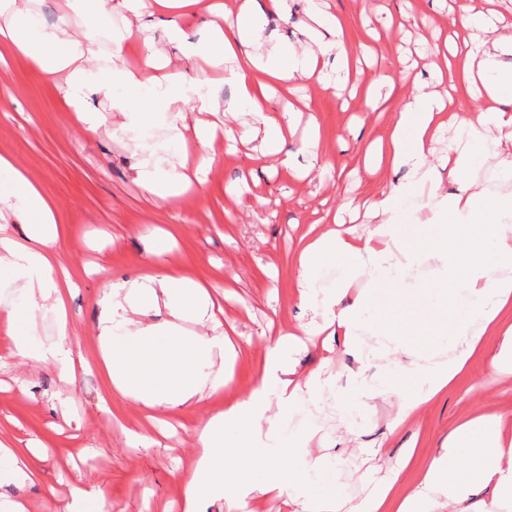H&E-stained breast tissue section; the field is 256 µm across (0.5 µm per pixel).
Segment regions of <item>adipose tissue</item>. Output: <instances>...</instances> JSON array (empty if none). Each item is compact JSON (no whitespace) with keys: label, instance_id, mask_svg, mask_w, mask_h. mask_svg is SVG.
Here are the masks:
<instances>
[{"label":"adipose tissue","instance_id":"ef3b65f1","mask_svg":"<svg viewBox=\"0 0 512 512\" xmlns=\"http://www.w3.org/2000/svg\"><path fill=\"white\" fill-rule=\"evenodd\" d=\"M199 0H121L128 14L124 29L113 32L116 51L137 43L136 68H113L96 77L93 44L76 49L63 32L44 27L24 0H0V48L21 54L28 62L57 78L76 120L96 131L98 114L90 109L92 88L124 90L114 107L126 118L129 130L141 132L154 116L152 96L177 102L183 90L180 74L158 75L155 49L140 34L145 18L162 26L182 61L202 83L217 74L237 85L234 99L213 94L198 96L199 113L251 112L252 126L239 130L241 141L261 138L263 153L291 166L288 124L268 110V88L296 83L321 86L328 61L347 63L348 48L340 24L328 21L310 6L302 24L304 39L296 45L273 44L260 51L254 34L257 19L284 15L288 0H241L236 28L224 29L223 10L210 7L204 24L206 42L187 41L178 19L197 13ZM460 40L444 48H426L423 58L449 64V81L481 88L483 109L463 115L450 89H426L413 83L395 106L384 136L366 149L364 168L407 169L406 183L378 189L368 206L350 204L352 215L374 218L367 236H359L345 222L327 230H309L297 256V298L314 314L310 324L282 329L265 349L264 364L255 387L211 415L196 430L195 459L182 501L183 512H201L203 503L224 487L235 488L227 512H243L237 491L249 488L279 496L295 483L308 486L295 498L298 512H512V433L504 430L499 414L475 413L459 422L434 454L428 455L407 492L396 480L373 488L361 508L351 506L334 474L322 460L303 459L299 472L283 473L269 462V442L305 449L313 430L287 431L291 415L316 404L331 378L311 373L298 376L290 355L314 341L323 331L342 336L347 349L367 360L391 357L398 374L411 378L413 389L403 397L392 420L399 428L447 387L451 386L486 337L498 335L499 352L491 360L497 377L512 375V323L503 319L512 310V33L506 32L496 9L473 12L469 0H459L449 16ZM457 131L448 154L435 158V144L444 128ZM498 160L503 189L492 193L471 178L479 155ZM455 177L452 191L442 192L440 167ZM137 182L160 198L176 197L191 181L183 172L159 164L138 169ZM434 203L431 223L418 224L409 203L415 198ZM26 224L25 240L7 234L9 224ZM59 239L52 201L14 159L0 155V275L8 276L24 297L0 311L12 341V354L28 363L52 360L72 371L68 334L45 346L33 345L35 313L41 303L65 310V293L74 285L71 274L57 262ZM341 261L338 278L326 280V260ZM433 264L435 287H423L415 276L421 264ZM368 276L369 290L350 295L359 276ZM350 305H343L345 296ZM165 305L169 321L143 324L141 317ZM97 336L99 366L109 377L114 394L150 409L171 410L219 394L226 384L227 366L238 352L214 313L207 287L185 275L163 269L141 279L108 282L99 302ZM192 321L203 334L185 339L178 324ZM377 342L366 347V334ZM469 466L458 463L460 445L467 439ZM0 486L34 482L37 472L29 449L0 440ZM490 492L483 500L482 492Z\"/></svg>","mask_w":512,"mask_h":512}]
</instances>
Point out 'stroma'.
Masks as SVG:
<instances>
[{"mask_svg": "<svg viewBox=\"0 0 512 512\" xmlns=\"http://www.w3.org/2000/svg\"><path fill=\"white\" fill-rule=\"evenodd\" d=\"M345 32L361 69L363 83L379 76L408 77L435 85L439 79L421 57L422 42L443 44L455 0H323ZM31 8L47 27L83 41L87 29L67 0H32ZM328 87L293 89L273 95L269 111L281 115L300 106L288 139L296 166L308 121L319 127L320 149L332 162L327 173L298 180L292 171L261 155L259 142H234L217 136L214 157L198 190L167 201L135 180L137 168L162 161L176 164L165 148L171 131L168 107L155 99L157 124L150 137L157 151L145 149L133 132L122 129L110 94L92 91L88 103L100 116L88 132L69 112L57 81L15 54L0 62V154H8L38 182L54 204L60 228L57 254L77 283L66 299L74 379L51 361L26 364L9 357L0 333V439L38 449L35 482L0 488L24 502L28 512H55L73 488L103 487L112 512H180L193 460L194 430L224 403L205 397L180 411H158L130 399H114L109 412L98 402L106 378L97 366L98 301L108 280H133L149 272L154 235L170 239L165 266L203 282L221 310L219 319L232 343L251 339L250 351L232 367L230 392L247 396L264 363L265 347L281 328L311 319L296 295L294 258L298 242L312 224L348 201L365 200L372 186L404 182L405 171L363 168L367 145L382 136L392 119L388 110L370 111L361 90L344 84L336 64L327 67ZM498 337H487L455 384L429 403L420 416L392 432L388 425L410 379L393 374L386 363L373 366L375 379L390 381L396 393L375 396L342 386L360 364L335 336L322 335L314 346L292 356L298 373L322 371L336 380L324 389L312 411L295 414L289 428L317 424L307 451L336 473L353 502L384 479L406 448L415 457L401 486L409 488L430 450L439 447L465 413L479 408L506 414L512 428V377L489 380V363ZM144 443L132 448L130 433ZM382 448L384 459L371 451Z\"/></svg>", "mask_w": 512, "mask_h": 512, "instance_id": "1", "label": "stroma"}]
</instances>
